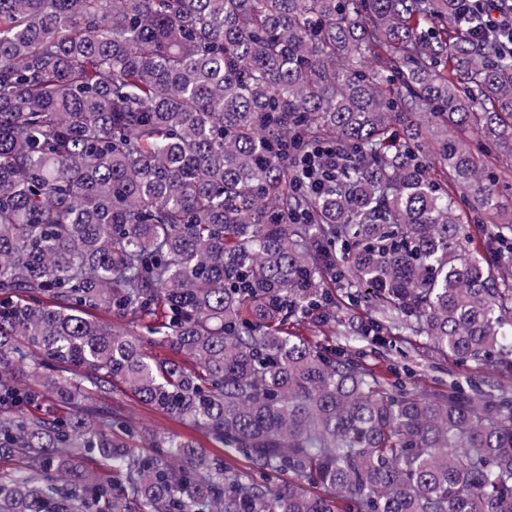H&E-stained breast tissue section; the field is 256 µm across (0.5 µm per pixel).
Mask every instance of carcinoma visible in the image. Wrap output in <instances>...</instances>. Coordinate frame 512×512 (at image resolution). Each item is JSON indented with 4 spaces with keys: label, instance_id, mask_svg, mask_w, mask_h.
I'll return each instance as SVG.
<instances>
[{
    "label": "carcinoma",
    "instance_id": "cac0c4a2",
    "mask_svg": "<svg viewBox=\"0 0 512 512\" xmlns=\"http://www.w3.org/2000/svg\"><path fill=\"white\" fill-rule=\"evenodd\" d=\"M484 19L0 0V512H512L511 384L409 388L289 331L512 371V50ZM338 291L371 317L336 320ZM116 385L249 470L120 420ZM291 331L299 336L306 337L314 344H326L327 341L331 343L334 341L335 336H330L326 329L319 326L315 320H306L305 322L295 324L291 327Z\"/></svg>",
    "mask_w": 512,
    "mask_h": 512
}]
</instances>
